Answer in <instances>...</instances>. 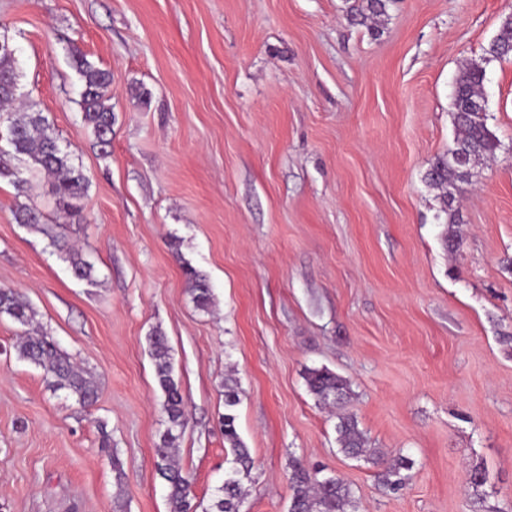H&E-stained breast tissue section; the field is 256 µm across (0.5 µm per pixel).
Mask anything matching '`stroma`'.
Masks as SVG:
<instances>
[{
    "label": "stroma",
    "mask_w": 512,
    "mask_h": 512,
    "mask_svg": "<svg viewBox=\"0 0 512 512\" xmlns=\"http://www.w3.org/2000/svg\"><path fill=\"white\" fill-rule=\"evenodd\" d=\"M510 13L512 0H391L374 35L345 0H0L22 102L89 178L86 223H66L46 175L29 174L30 199L95 265L75 278L14 221L0 179V287L98 383L89 409L51 390L0 319V512H113L117 498L170 512L156 328L187 400L178 458L198 502L229 466L230 377L255 461L242 512H288L297 460L347 483L356 512H512V58L486 67L500 147L455 190L461 252L426 179L455 137L460 67ZM76 54L112 75L105 150L82 120ZM312 368L350 382L369 447L412 460L401 490L339 453ZM182 268L195 306L202 311H207L212 304V290L206 277L188 264H183Z\"/></svg>",
    "instance_id": "1"
}]
</instances>
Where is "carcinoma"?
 <instances>
[{"label": "carcinoma", "instance_id": "1", "mask_svg": "<svg viewBox=\"0 0 512 512\" xmlns=\"http://www.w3.org/2000/svg\"><path fill=\"white\" fill-rule=\"evenodd\" d=\"M390 0H346V18L352 24L376 27L377 19L385 15ZM512 55V19L501 21L495 37L484 50V55L465 63L455 79L452 96V117L457 131L453 146L448 152L437 157L427 172L428 182L441 190V211L447 216V223H463L459 209L453 207L454 195L449 188L457 182H467L474 176L476 165L495 156L499 141L489 129L488 117L478 112L466 111L471 102L485 100L484 82L486 65L493 60L505 59ZM76 70L82 82L79 105L83 120L98 145L105 149L112 140L114 113L106 91L111 84V73L101 69L85 57L74 58ZM19 72L16 49L9 47L0 51V129L5 130L6 148L0 147V178L13 180L17 197H28V180L18 177L19 171L11 166L18 160L27 170L52 177L53 192L60 210L68 223L84 220L82 201L86 195L89 180L82 168L75 165L72 152L61 147L53 135L47 119L40 112H15L9 109L18 100ZM14 219L45 234L50 245L66 256L74 277L91 280L95 267L58 231L59 225L43 223L42 212L26 200L17 203ZM190 287L195 306L206 311L212 304V293L206 277L190 265H182ZM7 316L24 327L33 324L36 312L30 303L15 290L0 288V317ZM149 353L154 361L158 386L162 392V412L166 429L156 448V470L170 488L171 512H197L193 503L192 476L182 471L176 462V449L185 426V403L181 389L173 376L170 347L167 336L160 329L154 330L148 338ZM19 358L28 361L45 372L50 387L64 390L75 403L83 408L92 407L98 398V387L93 376L76 366L64 353L57 341L48 333L36 329L25 332L17 346ZM309 392L324 404L342 405L350 394L347 379L326 369H311L306 374ZM239 395L233 380H224L223 417L224 443L233 455V466L229 468L221 486L211 498L204 512H240L245 491L242 480L250 476L252 458L236 428L234 407ZM336 424L339 451L346 457L358 458L366 453V439L351 413L338 415ZM99 450L112 463L116 483L124 478L123 465L117 449L106 430H100ZM375 463L384 465V484L400 489L409 476L401 474L410 470L412 462L405 456L388 459L383 455ZM291 504L289 512H349L354 506L352 491L336 477L318 479L302 461L293 464L291 478Z\"/></svg>", "mask_w": 512, "mask_h": 512}]
</instances>
